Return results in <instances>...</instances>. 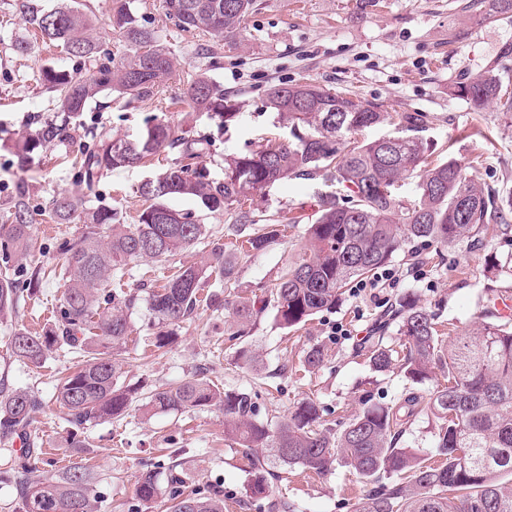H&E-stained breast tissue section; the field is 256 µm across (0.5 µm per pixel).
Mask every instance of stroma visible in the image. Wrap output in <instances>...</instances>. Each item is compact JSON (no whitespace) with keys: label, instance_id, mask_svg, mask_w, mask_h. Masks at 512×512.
<instances>
[{"label":"stroma","instance_id":"1","mask_svg":"<svg viewBox=\"0 0 512 512\" xmlns=\"http://www.w3.org/2000/svg\"><path fill=\"white\" fill-rule=\"evenodd\" d=\"M133 7L175 58L160 93L130 106L117 97L106 109L90 104L73 123L70 142L51 146L38 165L24 170L10 143L32 117L55 118L52 95L40 76L44 68L68 65L69 59L60 48L33 38L17 0H0V225L6 221L16 183L25 181L37 215L21 266L54 272L35 296L21 294L14 311L0 316V376H7L10 387L41 397L30 429L44 459L55 470L83 461L94 477L95 512H134L140 473L174 452L188 463L189 489L223 487L224 512H268L272 498L287 500L297 512H355L368 486L340 466L325 475L289 470L287 479L271 480L267 496H253L247 461L237 445L225 441L224 413L216 408L149 419L132 411L89 427L88 447H69L66 411L54 392L72 365L70 355L50 351L39 367L10 356L15 331L40 334L51 327L52 318L44 317L42 310L57 304L65 288L58 274L64 262L62 247L88 231L77 222L57 223L49 202L59 194L83 197L72 149L87 141L90 130L102 127L113 138L130 139L156 118L169 122L176 134L202 141L204 150L193 161V169L223 181L227 156L266 140L288 142V125L268 107V93L272 86L301 82L355 95L383 112L380 123L345 133L343 143L405 135L401 115L420 112L427 121L415 135L431 147L433 159L458 160L469 166L471 178L494 199L512 198V112L495 103L479 108L452 93L455 85L492 63L504 81L512 83V55L502 54L504 46L512 44V9L499 8L498 0H255L243 37L217 50L208 36L176 26L166 15L164 0H134ZM23 38L30 48L21 54L15 44ZM199 73L223 83L225 93L237 103L236 121L220 125L185 103L188 80ZM175 159L174 152L162 150L146 165L102 171L97 191L125 223H136L147 206L139 186L173 166ZM323 195L343 201L350 192L336 181L315 177L281 180L254 194L253 209L274 216L288 230L285 238L265 250L240 258L238 293L249 296L272 288L304 253L306 228ZM169 204L205 224L206 239L165 261L130 262L123 270L126 289L157 287L182 268L205 267L210 240L226 238L235 227L233 209L211 213L188 196L172 197ZM390 267L396 274L390 286L353 288L335 310L315 315L304 326L280 328L273 311H265L243 342L230 337L231 312L203 301L175 327L170 346L157 349L153 341L158 327L147 304L139 303L129 318L126 376L165 385L206 371L219 387L254 393L252 419L271 427L308 399L320 407L322 425L336 428L357 415L365 400L391 404L411 387L431 393L444 381L441 372L417 385L396 370L378 374L359 346L376 314L403 295L435 314L440 329L454 333H471L486 322H505L497 302L512 296V211L506 223L490 224L480 239L426 246L416 260L400 251ZM243 343L258 354L259 370L238 361L236 350ZM315 345L323 351V364L304 370L302 360ZM283 366L287 374L278 375Z\"/></svg>","mask_w":512,"mask_h":512}]
</instances>
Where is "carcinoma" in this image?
<instances>
[{
  "instance_id": "1",
  "label": "carcinoma",
  "mask_w": 512,
  "mask_h": 512,
  "mask_svg": "<svg viewBox=\"0 0 512 512\" xmlns=\"http://www.w3.org/2000/svg\"><path fill=\"white\" fill-rule=\"evenodd\" d=\"M167 14L184 30H201L215 42H234L242 35L245 17L255 0H165ZM20 12L43 40L77 59L72 69L48 66L44 86L56 95L60 120L33 121L15 143L19 161L32 166L47 147L69 138L71 119L99 96L115 94L127 103L143 102L159 92L161 78L172 72L171 52L146 28L129 0H113L107 26L127 47L114 60L93 34L90 18L77 0H58L46 9L41 0H18ZM453 92L477 106L496 101L512 111V94L503 89L498 65L492 64ZM187 101L227 126L237 116V103L224 86L204 74L187 89ZM268 104L294 128L295 141L267 143L224 159V181L214 182L188 166L170 167L138 192L150 201L138 223H123L120 213L99 204L59 195L51 202L54 216L68 222L105 224L106 239L86 237L65 249L66 288L53 326L42 334L18 330L10 350L16 361L38 365L52 349H63L78 361L57 386L56 399L67 409L71 444L87 447L84 429L134 410L145 417L158 413L190 412L218 407L224 411V439L242 448L248 461L255 495L268 491V478L281 479L271 465L300 466L324 474L333 464L352 470L372 485L357 512H512V326L484 324L476 334L445 338L433 315L407 297L395 301L387 318L365 342L371 368L393 369L423 380L437 369L444 383L424 397L411 392L394 404H371L340 430L319 427L318 407L297 405L270 429L251 420L250 392L218 387L201 371L163 387L124 377L122 349L129 317L140 294L98 295V287L115 271L138 258L167 259L202 239L205 225L188 221V214L171 208L167 199H198L210 212L237 205L239 227L227 241L211 243L209 269L186 267L147 295V306L158 324L155 347L172 342L167 327L191 316L208 275L224 281V291L236 288L237 258L262 251L282 232L280 225L260 220L244 208L248 197L269 184L288 178H335L352 193L342 204L333 196L320 197L317 218L308 225L306 249L262 298L237 295L234 300H209L216 308L232 306L235 334L250 333L266 309L275 311L282 329L307 322L336 306L351 285L385 267L404 247L411 257L426 245H448L476 237L502 218L499 207L449 159L426 164L428 147L417 137L354 142L340 148L329 136L330 122L354 119L357 127L380 122L383 113L348 96L313 83L280 85L268 93ZM92 144L80 150L79 169L88 191L101 170L134 167L160 149L169 148L184 159L200 155L202 143L175 135L168 122L156 120L114 149L104 130L91 133ZM424 166L418 198L406 201L389 191L405 174ZM8 226L0 225V314L16 308L24 289L10 273L26 249L33 223L28 185L19 182L7 211ZM398 326L399 348L386 341L391 324ZM40 401L29 390L13 389L0 379V445L14 453L19 439L30 444L27 428ZM436 419V448L442 460L430 463L412 448L399 446L406 426L420 414ZM465 448L467 452L459 454ZM38 449L26 448L21 463L10 458L0 464V483L13 484L15 512H94L93 476L81 462L44 475L32 458ZM169 512H224V490H186V461L170 458L164 467ZM158 472H142L135 495L150 509L158 496Z\"/></svg>"
}]
</instances>
